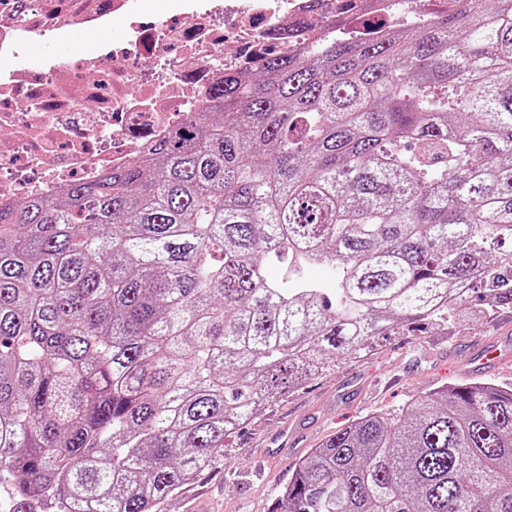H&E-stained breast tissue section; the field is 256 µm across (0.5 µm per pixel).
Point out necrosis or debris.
<instances>
[{
  "label": "necrosis or debris",
  "mask_w": 512,
  "mask_h": 512,
  "mask_svg": "<svg viewBox=\"0 0 512 512\" xmlns=\"http://www.w3.org/2000/svg\"><path fill=\"white\" fill-rule=\"evenodd\" d=\"M390 23L432 0H355ZM164 22L138 0H0V201L51 197L124 166L208 104L225 74L288 54L305 0H166ZM123 34L113 38V22ZM101 38L98 55L26 62L28 43Z\"/></svg>",
  "instance_id": "1"
}]
</instances>
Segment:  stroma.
I'll use <instances>...</instances> for the list:
<instances>
[{"instance_id": "1", "label": "stroma", "mask_w": 512, "mask_h": 512, "mask_svg": "<svg viewBox=\"0 0 512 512\" xmlns=\"http://www.w3.org/2000/svg\"><path fill=\"white\" fill-rule=\"evenodd\" d=\"M512 351V309L475 315L456 309L448 321L382 336L263 408L224 442V458L170 497L161 512H269L296 464L330 433L371 414H396L413 399L451 383L512 381V359L468 372L480 339ZM287 442H280V428Z\"/></svg>"}]
</instances>
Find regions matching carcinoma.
<instances>
[{"label":"carcinoma","mask_w":512,"mask_h":512,"mask_svg":"<svg viewBox=\"0 0 512 512\" xmlns=\"http://www.w3.org/2000/svg\"><path fill=\"white\" fill-rule=\"evenodd\" d=\"M512 0L227 78L142 158L0 204V512H159L224 438L471 294L512 308ZM288 256L278 283L264 262ZM336 273L334 296L301 279ZM272 512H512V383L328 435Z\"/></svg>","instance_id":"1"}]
</instances>
